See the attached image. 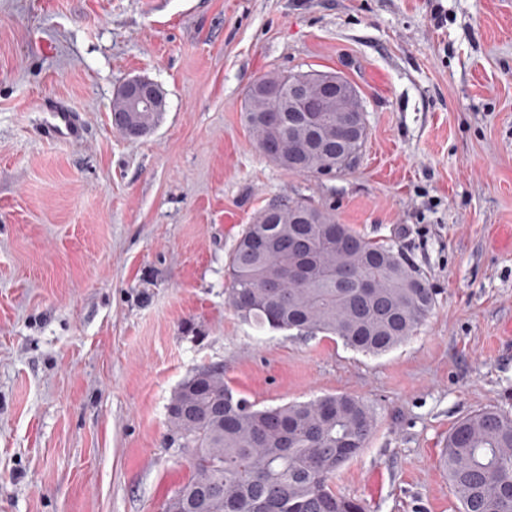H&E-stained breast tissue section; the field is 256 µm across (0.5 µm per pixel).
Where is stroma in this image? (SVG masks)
I'll use <instances>...</instances> for the list:
<instances>
[{"mask_svg":"<svg viewBox=\"0 0 512 512\" xmlns=\"http://www.w3.org/2000/svg\"><path fill=\"white\" fill-rule=\"evenodd\" d=\"M341 72L367 140L351 172L283 170L243 111L271 72ZM146 77L148 134L112 125ZM78 140L46 138L47 110ZM311 199L402 249L436 292L379 356L261 334L224 264L269 204ZM258 406L374 410L337 474L365 512H460L448 433L512 416V0H0V512H162L190 474L166 407L197 368ZM124 94L127 99V112H140L139 122L146 126V131L152 130L162 112H165L166 101L164 105L151 112H141L150 104L159 103L162 94L160 87L153 81L135 77L124 83ZM46 130L47 134L58 142H71L81 136V127L76 114L69 109H59L49 113Z\"/></svg>","mask_w":512,"mask_h":512,"instance_id":"stroma-1","label":"stroma"}]
</instances>
